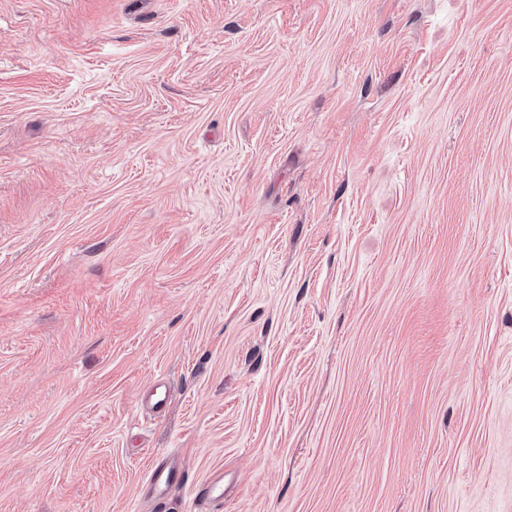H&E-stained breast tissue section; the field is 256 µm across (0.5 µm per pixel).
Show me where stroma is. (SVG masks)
<instances>
[{
    "label": "stroma",
    "mask_w": 512,
    "mask_h": 512,
    "mask_svg": "<svg viewBox=\"0 0 512 512\" xmlns=\"http://www.w3.org/2000/svg\"><path fill=\"white\" fill-rule=\"evenodd\" d=\"M0 512H512V0H0ZM177 477H180L179 468L173 463L162 462L152 470V488L159 496H161Z\"/></svg>",
    "instance_id": "1"
}]
</instances>
